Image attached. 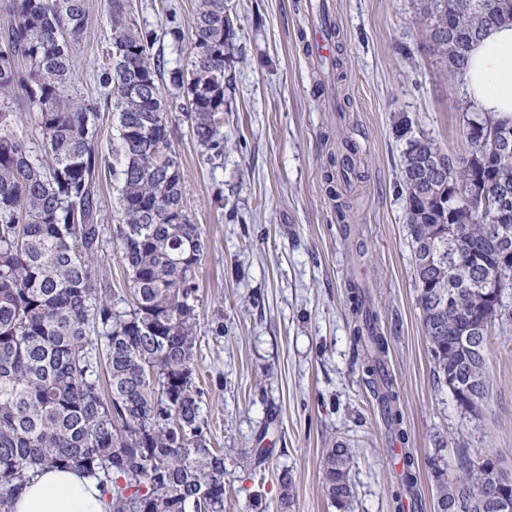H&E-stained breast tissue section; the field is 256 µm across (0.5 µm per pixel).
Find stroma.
<instances>
[{
	"label": "stroma",
	"instance_id": "stroma-1",
	"mask_svg": "<svg viewBox=\"0 0 512 512\" xmlns=\"http://www.w3.org/2000/svg\"><path fill=\"white\" fill-rule=\"evenodd\" d=\"M319 0H228L236 49L224 67V154L209 159L183 116L172 144L192 223L208 241L199 276L196 382L213 447L223 449L231 487L226 512H280L279 479L294 483L291 512H338L322 492L320 461L341 442L352 455L353 512H401L394 500L405 446L415 459L410 491L419 512H435L431 464L455 473L457 449L501 454L512 468V288L492 327L488 396L465 414L433 375L401 188L413 136L447 152L461 147L469 107L463 85L433 48L428 0H329L339 67L309 54ZM197 0H132L154 30L168 67L187 63L165 30L176 14L191 34ZM103 0H89L73 75L98 98L107 62ZM359 148L361 176L332 186L341 139ZM351 198L352 208L338 200ZM366 286L389 344L386 368L398 388L405 441L387 427L352 340L348 285ZM273 456L249 477L238 455L258 446Z\"/></svg>",
	"mask_w": 512,
	"mask_h": 512
}]
</instances>
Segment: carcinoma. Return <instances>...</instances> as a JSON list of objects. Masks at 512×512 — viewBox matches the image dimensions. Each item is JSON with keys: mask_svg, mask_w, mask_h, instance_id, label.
Wrapping results in <instances>:
<instances>
[{"mask_svg": "<svg viewBox=\"0 0 512 512\" xmlns=\"http://www.w3.org/2000/svg\"><path fill=\"white\" fill-rule=\"evenodd\" d=\"M109 63L103 89L75 88L73 53L88 0H0V512L47 467L74 469L100 488L108 512H224V451L210 446L196 385L198 276L207 245L184 204L172 149V107L212 158L224 153V0H197L184 68L152 56L155 31L129 0H104ZM430 39L450 72L495 25L512 24V0H429ZM176 90L171 105L159 79ZM118 114V224L99 223L97 179L106 166L96 120ZM35 115L39 143L19 129ZM407 138L402 183L434 375L462 411L477 416L487 397L489 328L506 309L489 299L487 269L512 258V146L484 144L512 118L464 115L463 149L448 154L425 137ZM489 187L491 208L468 205L469 183ZM128 275L129 298L114 299L95 265L105 234ZM354 341L371 349L367 372L391 429L401 431L399 397L385 371L388 343L378 316L352 288ZM124 306H119V303ZM401 485L417 481L402 454ZM495 454L458 452L459 474L437 478L436 512H502L512 471L496 485ZM350 456L322 455L324 496L350 508ZM293 481L280 479V508Z\"/></svg>", "mask_w": 512, "mask_h": 512, "instance_id": "carcinoma-1", "label": "carcinoma"}]
</instances>
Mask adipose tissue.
<instances>
[{
    "instance_id": "adipose-tissue-1",
    "label": "adipose tissue",
    "mask_w": 512,
    "mask_h": 512,
    "mask_svg": "<svg viewBox=\"0 0 512 512\" xmlns=\"http://www.w3.org/2000/svg\"><path fill=\"white\" fill-rule=\"evenodd\" d=\"M478 111L512 116V27L490 30L470 51L463 74ZM14 512H107L99 488L74 470H48L17 496Z\"/></svg>"
}]
</instances>
